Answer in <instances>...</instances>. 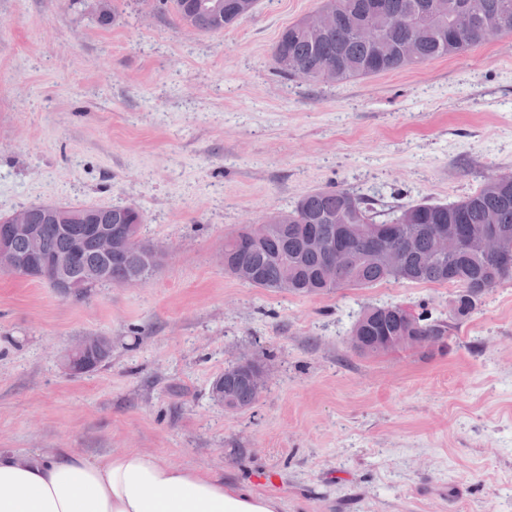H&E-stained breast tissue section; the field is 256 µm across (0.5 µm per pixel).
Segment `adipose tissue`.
Listing matches in <instances>:
<instances>
[{
  "label": "adipose tissue",
  "mask_w": 512,
  "mask_h": 512,
  "mask_svg": "<svg viewBox=\"0 0 512 512\" xmlns=\"http://www.w3.org/2000/svg\"><path fill=\"white\" fill-rule=\"evenodd\" d=\"M223 475L178 467L142 451L92 461L67 448L0 450V512H279Z\"/></svg>",
  "instance_id": "obj_1"
}]
</instances>
